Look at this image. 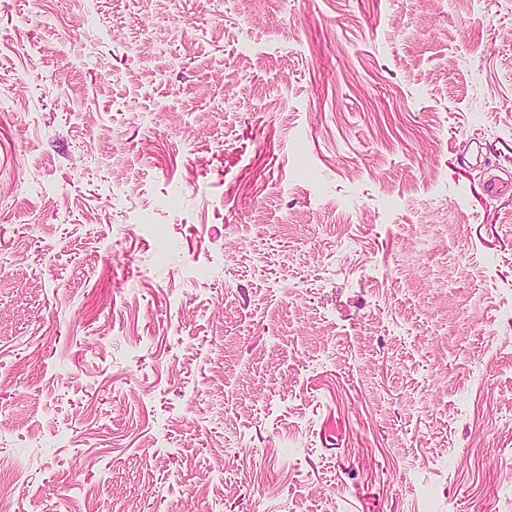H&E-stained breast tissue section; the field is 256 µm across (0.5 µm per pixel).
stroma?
Wrapping results in <instances>:
<instances>
[{"label":"stroma","mask_w":512,"mask_h":512,"mask_svg":"<svg viewBox=\"0 0 512 512\" xmlns=\"http://www.w3.org/2000/svg\"><path fill=\"white\" fill-rule=\"evenodd\" d=\"M0 495L512 512V0H0Z\"/></svg>","instance_id":"obj_1"}]
</instances>
